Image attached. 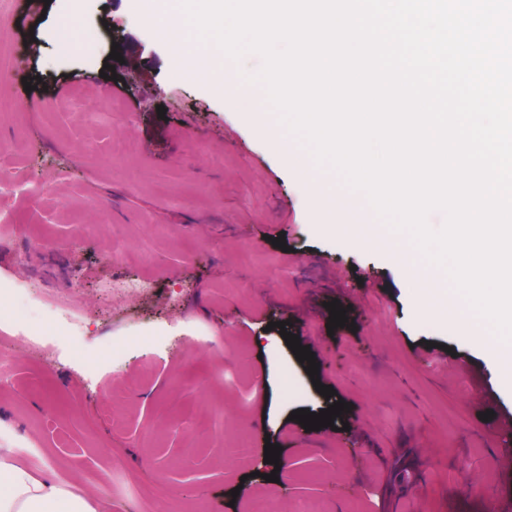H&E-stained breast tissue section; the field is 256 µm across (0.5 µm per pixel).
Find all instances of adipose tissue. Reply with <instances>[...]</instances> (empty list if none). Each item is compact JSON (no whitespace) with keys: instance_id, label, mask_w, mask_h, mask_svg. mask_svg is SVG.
I'll return each instance as SVG.
<instances>
[{"instance_id":"ef3b65f1","label":"adipose tissue","mask_w":512,"mask_h":512,"mask_svg":"<svg viewBox=\"0 0 512 512\" xmlns=\"http://www.w3.org/2000/svg\"><path fill=\"white\" fill-rule=\"evenodd\" d=\"M0 512H98V505L51 473L31 472L14 449L0 447Z\"/></svg>"}]
</instances>
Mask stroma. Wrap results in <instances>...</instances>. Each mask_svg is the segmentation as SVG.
<instances>
[{
    "instance_id": "35a3bbf8",
    "label": "stroma",
    "mask_w": 512,
    "mask_h": 512,
    "mask_svg": "<svg viewBox=\"0 0 512 512\" xmlns=\"http://www.w3.org/2000/svg\"><path fill=\"white\" fill-rule=\"evenodd\" d=\"M0 101V282L23 285L0 296V445L32 472L99 512H512L495 361L386 251L325 232L250 104L178 79L125 0H0ZM282 321L348 430L291 419L330 402Z\"/></svg>"
}]
</instances>
